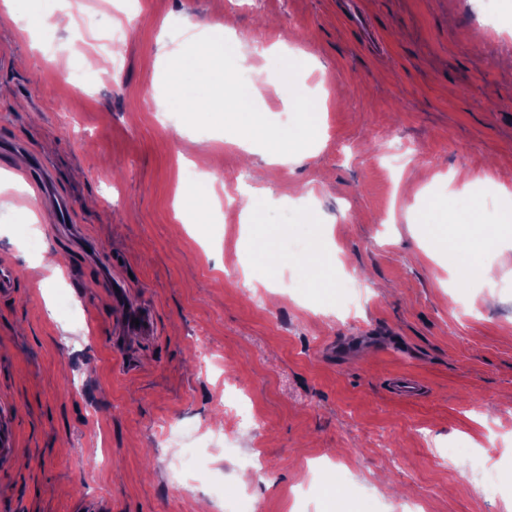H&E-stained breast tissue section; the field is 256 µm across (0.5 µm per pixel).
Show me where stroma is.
<instances>
[{"mask_svg":"<svg viewBox=\"0 0 512 512\" xmlns=\"http://www.w3.org/2000/svg\"><path fill=\"white\" fill-rule=\"evenodd\" d=\"M112 54L119 79L69 74L76 27L0 26V261L31 287L0 299V512H512V292L468 278L474 254L447 255L437 202L467 197L496 223L512 209V0H128ZM232 16L250 52L225 47L228 76L259 82L266 126L297 129L289 96L326 102L302 164L270 169L279 143L238 146L235 112L202 117L168 96L166 58L203 39L183 22ZM282 41L292 56L268 69ZM209 195L264 191L260 223L221 216L223 233L176 216L186 166ZM44 175L45 190L25 176ZM300 202L295 222L279 207ZM69 209L57 222L58 204ZM309 225L308 253L361 269L362 300L341 312L282 248ZM40 241L30 249V237ZM272 246L257 250L258 237ZM59 271L41 267L44 253ZM156 332L113 348L125 310ZM210 356L199 360L198 348ZM396 374L423 397L401 402ZM263 427L237 452L210 450L250 411ZM202 439L194 483L169 476V428ZM266 463L245 474L239 455ZM492 464L497 496L473 475ZM391 395L398 401H408L423 394V386L413 376L397 375L388 379Z\"/></svg>","mask_w":512,"mask_h":512,"instance_id":"1","label":"stroma"}]
</instances>
